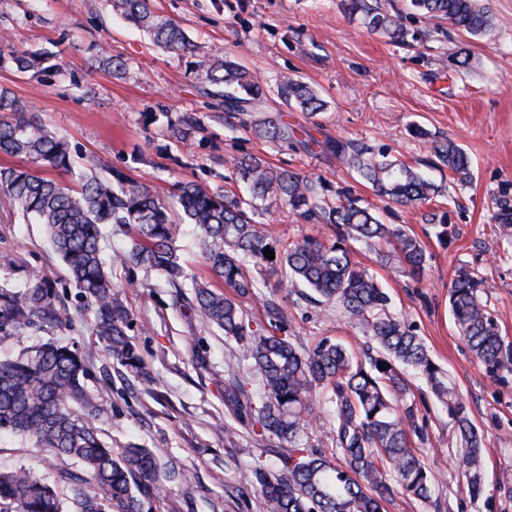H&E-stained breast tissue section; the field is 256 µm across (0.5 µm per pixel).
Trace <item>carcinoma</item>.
Returning <instances> with one entry per match:
<instances>
[{"instance_id":"obj_1","label":"carcinoma","mask_w":512,"mask_h":512,"mask_svg":"<svg viewBox=\"0 0 512 512\" xmlns=\"http://www.w3.org/2000/svg\"><path fill=\"white\" fill-rule=\"evenodd\" d=\"M111 11L146 32L171 52L186 51V30L158 13L153 0H108ZM364 15L366 27L395 45L417 36L393 15L366 0H349ZM406 9L444 20L473 37L494 26L487 0H407ZM45 50L14 53L0 48V69L27 73L50 60ZM198 80L227 115L242 118L256 138L275 144L298 142L296 131L271 115L265 89L239 62L226 58L203 62ZM284 104L313 118L326 102L305 82L284 78L276 86ZM169 138L191 145L200 132L196 119L184 115L167 121ZM324 146L356 174L386 205L420 207L442 193L441 187L384 150L343 139ZM431 153L439 168L458 181L472 180L469 155L451 141L434 140ZM0 154L23 164L0 167V192L21 211L45 226L53 251L93 313L90 329L102 343L105 359L122 375L148 386L152 379L130 340L132 318L112 285L100 239L106 224H122L130 245L112 262L156 271L174 289L173 304L185 301L206 326L234 339L249 361L261 392L238 376L224 380V405L233 422L224 424L226 443L234 445L238 428L249 431L274 451L277 469L260 461L241 472L240 483L255 489L267 512H384L396 493L422 503L436 502L435 473L424 461L430 444L426 427L417 423L415 403L405 372L412 370L455 423L460 450L457 465L475 498L484 492L482 435L468 414L454 383L432 358L411 325L391 312V296L371 268L357 261L351 243L364 244L376 262L418 281L427 265L425 246L407 226L386 224L350 188L331 191L321 179L270 164L254 154L233 160L234 182L250 198L214 190L196 180L182 181L175 194L180 219L199 236L208 268L233 290L224 294L192 276L175 246L174 210L160 195L131 175L98 163L75 171L68 141L50 132L14 94L0 88ZM70 173V187L44 171ZM283 205L317 229L289 243L275 240L254 219L258 204ZM499 234L512 238V200L494 198L488 205ZM275 253V258L264 251ZM278 277L282 288H307L318 302L332 304L351 324L363 328L367 341L355 351L339 338L324 337L307 350L288 335L287 317L263 299L249 269ZM25 286L0 288V338L20 336L43 326L67 328L70 312L49 275L27 268ZM484 281L469 265L454 268L448 286V309L458 335L476 358L495 373L512 366V349L504 345L497 317L483 296ZM259 300L268 322L248 315L241 299ZM88 368L74 345L50 341L13 357L0 358V434L20 435L48 453L56 481L70 485L74 512H144L160 498L166 482L184 484L191 475L151 448L135 443L107 444L94 426L100 405L86 388ZM329 426L332 456L314 435L317 422ZM82 467L77 472L73 466ZM0 512H62L60 498L37 473L24 468L0 471Z\"/></svg>"}]
</instances>
